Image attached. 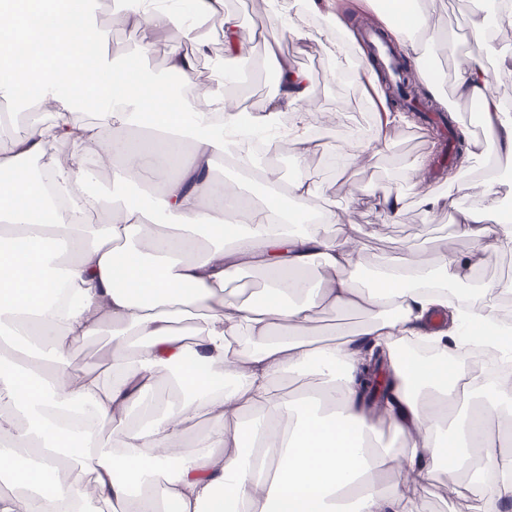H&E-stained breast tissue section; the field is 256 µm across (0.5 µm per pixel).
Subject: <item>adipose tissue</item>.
Instances as JSON below:
<instances>
[{"instance_id": "ef3b65f1", "label": "adipose tissue", "mask_w": 512, "mask_h": 512, "mask_svg": "<svg viewBox=\"0 0 512 512\" xmlns=\"http://www.w3.org/2000/svg\"><path fill=\"white\" fill-rule=\"evenodd\" d=\"M388 34L424 69L427 48L419 32L427 21L419 0H383ZM272 13L300 41L324 40L330 65L355 67L368 86L379 76L370 59L354 58L341 34L333 0H302L313 14L331 11L332 29H306L292 19L288 0H269ZM140 32L142 49L178 29L169 44L170 90L141 66L100 51L89 7L74 0H0V51L34 46L27 63H0V95L32 108L53 102L47 125L33 124L21 139L0 143V403L25 419L14 427L0 414V474L17 493L0 496V512H421L422 492L437 471L461 480L480 512L512 503V405L478 403L489 392L468 361L467 345L512 347L501 335L499 285L454 302L448 287L462 280L472 256L512 245V217L490 223L506 205L504 184H483L484 203L425 188L426 159L408 167L423 213L456 217V232L472 256L451 253L433 265L382 262L368 287L346 278L362 253L335 211L320 205L305 174L281 186L264 171L265 205L243 207L236 187L218 185L228 154L248 164L245 133L269 129L291 114L289 145L305 160L314 142L305 134L312 102L309 76L287 60L274 62L278 90L255 111L224 94L223 68L212 89L194 91L205 26L219 24L224 51L245 38L224 0H123L117 11ZM512 26V0H501L495 20L470 21L474 48L457 75L458 96L477 102L488 141L497 144L501 170L512 172V120L490 91L492 76L512 74V52L495 69L484 54L492 24ZM100 106L98 124L78 126L71 116L87 103ZM222 113L213 122L212 113ZM146 128L148 142L113 131V118ZM71 141L67 157L48 154V141ZM192 152H184L185 141ZM111 158L107 224L72 222L48 213L29 161L46 159L53 186L74 202L89 181L84 158ZM177 177L161 195L127 196L124 187L147 182L170 155ZM261 268L269 284L259 304L228 300L225 286L243 265ZM320 308L367 310L363 328L337 325L335 341L314 345L303 333ZM199 312L194 336L176 327ZM112 326V371L72 378L69 346ZM387 355L389 394L379 411L367 410L360 370L366 349ZM172 373V395L157 400L159 369ZM319 379L315 390L288 388L291 379ZM122 420L113 440L95 425ZM208 420L192 452H181L185 427ZM394 443L383 440L385 430ZM70 482L46 479L60 458ZM380 471L404 476L407 487L387 488Z\"/></svg>"}]
</instances>
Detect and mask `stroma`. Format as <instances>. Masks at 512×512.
<instances>
[{
	"label": "stroma",
	"mask_w": 512,
	"mask_h": 512,
	"mask_svg": "<svg viewBox=\"0 0 512 512\" xmlns=\"http://www.w3.org/2000/svg\"><path fill=\"white\" fill-rule=\"evenodd\" d=\"M225 6L237 15L244 31L263 27L268 38L246 43L242 56L235 58L225 54L219 29H211L209 50L199 61L198 93L209 91L208 75L214 62H223L230 69L243 58L252 61L254 68L242 75L231 95L248 103L250 109L264 107L276 91L274 83L267 80L272 73L268 54L272 48L310 75L315 106L309 124L320 131L315 138L317 147L301 163L292 152L275 153L269 167L277 172L282 183L292 181L298 172L308 174L321 204L332 207L340 223L353 226V235L361 242L365 267H375L384 257L406 256L433 264L441 254L468 252L470 244L457 237L451 213L445 210L429 216L422 213L407 170L410 161L427 158L430 188L447 189L452 174L446 163L447 132L423 113L409 115L406 124L390 130L387 147L370 154L361 164L343 168V152L371 141L374 136L380 113L374 95L356 74L333 71L321 42L294 40L274 20L266 0H225ZM425 7L431 15L430 26L423 33V40L429 46L427 64L443 79L442 88L448 98L444 114L463 138L480 136L478 104L459 98L455 90L457 70L471 46L468 22L477 10L476 4L474 0H426ZM92 20L106 34L104 48L108 54L120 58L142 53L145 68L153 76L168 80V37L155 38L151 49L143 53L139 50L137 29L117 20L112 9L102 8L93 13ZM393 188L404 193L406 204L398 219L390 221L384 217L379 201ZM509 279L512 280V247H505L477 261L467 270L458 289L468 293ZM111 347L112 327L108 324L101 326L96 334L74 343L67 352L73 374L81 375L89 367L108 374ZM421 508L423 512H474L464 488L444 473L437 474L428 484Z\"/></svg>",
	"instance_id": "35a3bbf8"
}]
</instances>
